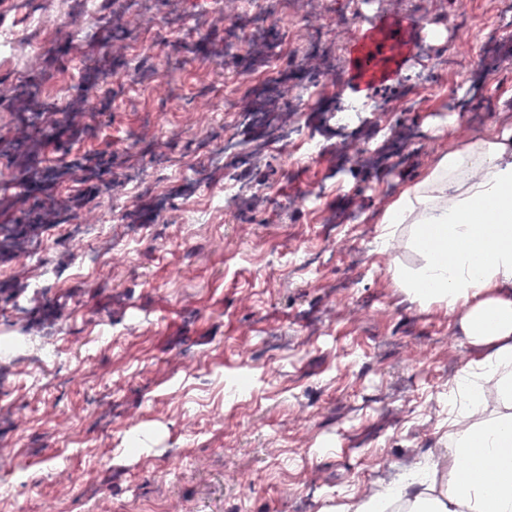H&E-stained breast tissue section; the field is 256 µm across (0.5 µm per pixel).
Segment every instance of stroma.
<instances>
[{"label":"stroma","instance_id":"obj_1","mask_svg":"<svg viewBox=\"0 0 512 512\" xmlns=\"http://www.w3.org/2000/svg\"><path fill=\"white\" fill-rule=\"evenodd\" d=\"M493 0H271L270 10H297L327 27L334 52L302 84L306 111L287 93L272 106L283 122L325 134L328 103L343 107L356 80L348 49L376 15L412 22L395 58L396 81L370 88L369 119L413 127L419 136L396 161L359 155L358 140L336 136L333 148L305 154L293 141L269 151L253 144L239 171L254 197L209 208L208 190L173 191L165 212L131 211L117 175L153 179L175 165L203 160L201 138L236 135L233 113L217 127H198L193 96L214 103L265 75L260 57H246L245 30L229 22L249 0H9L5 23L13 47L0 52V225L13 230L45 223L40 199L75 182L76 215L99 211L109 190L124 239L140 220L132 252L97 256L93 239L72 250L48 242L28 256L33 278L58 262L72 275L53 284L26 321L7 320L33 348L56 331L77 375L59 388L54 368L32 372L23 355L0 351V372L27 381L29 408L19 410L4 440L6 458L20 460L29 479L0 476V512H324L337 493L372 483L364 459L382 450L395 465L447 447L443 393L466 362L486 353L467 336L460 315L409 302L386 272L390 255L414 256L405 238L393 253L377 250L376 220L448 142L462 144L512 113V59L485 68L474 58L434 76L415 112L380 105L448 49L450 16L478 24ZM45 18L30 22L32 13ZM147 41L139 54L125 43ZM137 72L141 90L116 100L112 78ZM457 93L468 109L453 114ZM63 98L85 116L83 135L65 120L48 122L41 101ZM159 114L157 150L140 158L136 138ZM458 128L448 131V118ZM206 208L202 221H183L186 207ZM362 216L359 224L337 217ZM72 329L85 347L68 346ZM453 336L454 349L444 338ZM251 343L250 359L239 347ZM428 354L402 359V347ZM112 385V422L99 424L90 387ZM223 421L207 424L212 413ZM138 446H131V439ZM180 455L171 467V455ZM96 494L85 497L86 484Z\"/></svg>","mask_w":512,"mask_h":512}]
</instances>
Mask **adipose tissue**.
<instances>
[{
    "instance_id": "ef3b65f1",
    "label": "adipose tissue",
    "mask_w": 512,
    "mask_h": 512,
    "mask_svg": "<svg viewBox=\"0 0 512 512\" xmlns=\"http://www.w3.org/2000/svg\"><path fill=\"white\" fill-rule=\"evenodd\" d=\"M378 222L379 248L404 233L420 257L390 267L396 287L418 306L463 313L466 334L489 349L448 382L446 482L426 458L372 494L337 497L335 512H512V299L497 295L512 288V125L438 152Z\"/></svg>"
}]
</instances>
